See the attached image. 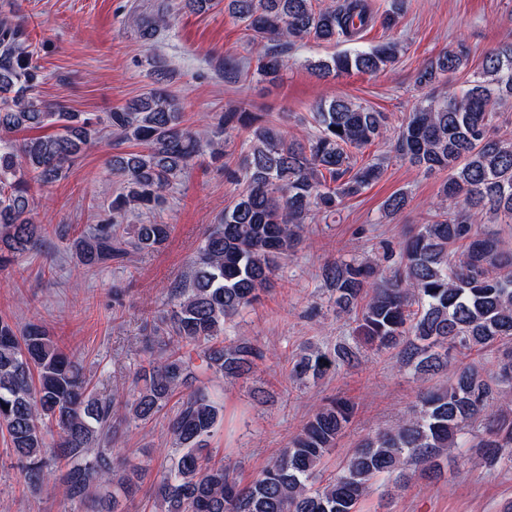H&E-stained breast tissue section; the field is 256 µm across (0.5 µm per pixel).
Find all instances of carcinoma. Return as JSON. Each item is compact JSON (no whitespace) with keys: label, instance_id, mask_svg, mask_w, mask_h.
Masks as SVG:
<instances>
[{"label":"carcinoma","instance_id":"cac0c4a2","mask_svg":"<svg viewBox=\"0 0 512 512\" xmlns=\"http://www.w3.org/2000/svg\"><path fill=\"white\" fill-rule=\"evenodd\" d=\"M403 0L381 16L369 0H224V10L245 23L255 71L277 83L289 50L304 40L352 42L376 19L390 29ZM149 43L168 25L166 15L131 19ZM390 40L309 63L320 79L352 72L377 74L397 59ZM469 65L460 44L424 63L415 75L435 87ZM155 88L129 106L102 115L67 112L40 96L39 66L22 27L0 17V268L37 248L45 227L35 222L31 184L65 176L73 159L108 129L139 150L112 158L123 189L107 218L88 238L67 244L77 265L95 267L130 252H152L168 238V224L123 227L133 208L153 210L193 161L209 150L224 157V133L249 131L230 180L246 185L221 223L204 236L187 280L172 289V307L153 322L161 343L134 369L126 392L91 394L79 362L37 325L23 330L0 318V428L5 430L23 482L35 492L58 483L69 512H123V500L142 488L147 469L117 448L118 427L147 422L173 398L167 432L175 446L154 484L165 512H357L372 486L384 480L401 489L408 461L440 472L446 448H480L485 462L512 469V408L498 401L512 392V248L495 232L480 231L488 215L512 224V132L496 104L512 99V40L488 51L473 80L459 93L420 102L400 126L350 100H324L316 131L286 138L257 112L229 110L217 125L183 123L181 105L167 89L171 70L155 56ZM47 126L56 132L10 138ZM394 157L426 172L447 170L433 215L402 244L389 272L379 260L352 257L326 265L323 278L336 309L355 313L362 333L378 350L396 349L401 366L437 375L458 357L494 354L492 369L459 362L450 384L423 393L420 406L389 429L365 440L327 484L319 466L349 422L342 399L316 409L294 438L255 480L241 484L224 463L212 461L209 440L220 429L223 408L214 401V378L252 373L259 349L224 336L226 325L259 301L319 213H333L384 172L385 159L358 164L376 142ZM359 353L348 343L303 356L295 377L318 378Z\"/></svg>","mask_w":512,"mask_h":512}]
</instances>
